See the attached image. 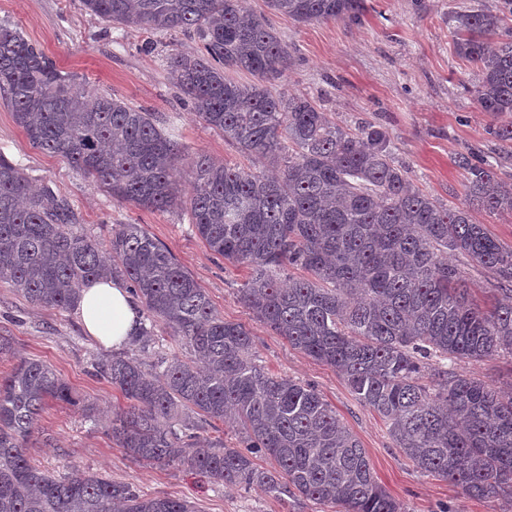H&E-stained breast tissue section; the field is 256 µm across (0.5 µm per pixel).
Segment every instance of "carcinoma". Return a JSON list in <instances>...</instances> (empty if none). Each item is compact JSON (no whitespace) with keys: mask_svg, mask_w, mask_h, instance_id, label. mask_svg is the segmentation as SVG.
Returning <instances> with one entry per match:
<instances>
[{"mask_svg":"<svg viewBox=\"0 0 512 512\" xmlns=\"http://www.w3.org/2000/svg\"><path fill=\"white\" fill-rule=\"evenodd\" d=\"M117 26L194 33L195 54L167 66L184 102L240 153L269 162V178L198 156L188 195L178 172L183 147L154 113L79 78L10 25L0 24V102L30 142L102 185L112 199L144 209H188L215 254L249 270L241 289L253 317L288 344L332 368L386 425L422 472L474 499L512 500V395L456 371L457 361L512 354V304L473 303L461 254L512 294V245L473 221L470 210L512 214V0L498 12L456 14V54L473 63V98L496 123L490 154L461 152L465 204L422 192L394 161L387 132L350 129L305 96L284 99L273 83L291 66L288 45L240 0H81ZM299 25L360 20L364 0H266ZM245 72L238 82L229 72ZM69 199L35 192L0 154V282L29 302L78 306L85 284L104 276L129 285L151 322L181 353L149 364L122 354L96 361L98 376L127 408L112 437L140 462L184 465L216 483L298 497L342 512H404L376 480L365 449L310 385L256 363L254 337L224 320L205 289L141 224L112 230L106 261L77 231ZM300 269L305 275H282ZM430 382H421L424 374ZM80 404L51 365L27 358L0 377V512H194L187 501L146 496L94 475L56 478L28 457L47 399ZM232 425L240 444L203 437ZM269 458L273 465L257 463Z\"/></svg>","mask_w":512,"mask_h":512,"instance_id":"carcinoma-1","label":"carcinoma"}]
</instances>
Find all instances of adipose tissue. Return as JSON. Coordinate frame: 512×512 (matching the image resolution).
<instances>
[{"label": "adipose tissue", "instance_id": "ef3b65f1", "mask_svg": "<svg viewBox=\"0 0 512 512\" xmlns=\"http://www.w3.org/2000/svg\"><path fill=\"white\" fill-rule=\"evenodd\" d=\"M78 313L87 333L107 346L128 345L139 331V303L117 280L84 287Z\"/></svg>", "mask_w": 512, "mask_h": 512}]
</instances>
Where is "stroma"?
I'll use <instances>...</instances> for the list:
<instances>
[{
    "instance_id": "35a3bbf8",
    "label": "stroma",
    "mask_w": 512,
    "mask_h": 512,
    "mask_svg": "<svg viewBox=\"0 0 512 512\" xmlns=\"http://www.w3.org/2000/svg\"><path fill=\"white\" fill-rule=\"evenodd\" d=\"M501 0H365L360 21L306 26L277 15L272 23L290 45L294 64L274 85L284 97L307 96L342 124L384 128L393 156L426 194L461 204L466 174L457 153L490 150L492 117L468 92L475 68L459 58L448 19L470 7L494 11ZM0 22L10 23L52 59L65 75L96 90L158 113L183 146L180 177L188 179L197 154L257 171L263 162L241 157L208 129L168 70L170 53H196V35L118 27L86 12L80 0H0ZM0 153L20 164L35 187L66 196L78 231L107 243L118 224H140L165 245L205 288L225 320L245 324L255 337L265 370L314 386L365 449L380 485L406 512H502L497 500H475L448 481L418 471L396 448L378 415L364 407L336 372L290 347L258 322L240 299L249 272L213 254L195 234L185 210H148L112 200L98 183L60 158L33 147L0 104ZM0 334L10 337L0 354V377L19 358L45 361L80 395L85 409L48 401L26 444L36 466L58 477L98 475L131 484L149 496L192 502L197 512H322L305 499L281 502L264 493L214 485L183 466L158 468L131 460L107 432L125 401L94 375L95 360L111 356L85 331L77 311L37 307L0 282ZM459 373L512 390V355L458 362Z\"/></svg>"
}]
</instances>
